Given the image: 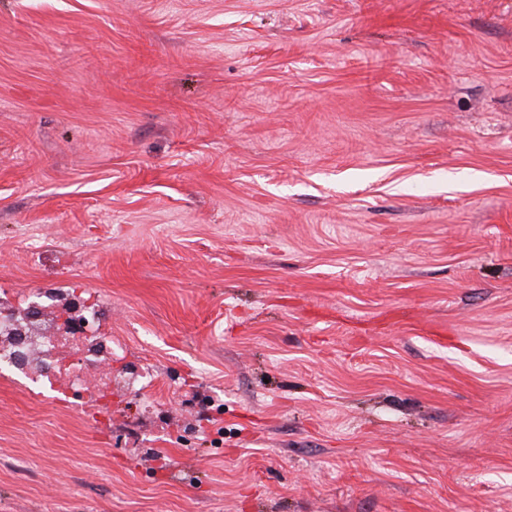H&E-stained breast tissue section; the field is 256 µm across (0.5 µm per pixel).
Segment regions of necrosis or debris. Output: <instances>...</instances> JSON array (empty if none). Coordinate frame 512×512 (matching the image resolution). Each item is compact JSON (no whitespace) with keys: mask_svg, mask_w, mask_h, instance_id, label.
<instances>
[{"mask_svg":"<svg viewBox=\"0 0 512 512\" xmlns=\"http://www.w3.org/2000/svg\"><path fill=\"white\" fill-rule=\"evenodd\" d=\"M52 314L67 331H46ZM114 353L102 302L89 289L53 288L39 305L0 291V369L27 380L43 400L73 404L98 425L111 421Z\"/></svg>","mask_w":512,"mask_h":512,"instance_id":"1","label":"necrosis or debris"}]
</instances>
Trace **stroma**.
<instances>
[{
  "label": "stroma",
  "mask_w": 512,
  "mask_h": 512,
  "mask_svg": "<svg viewBox=\"0 0 512 512\" xmlns=\"http://www.w3.org/2000/svg\"><path fill=\"white\" fill-rule=\"evenodd\" d=\"M76 280L162 413L0 374V512H512V0H0V289Z\"/></svg>",
  "instance_id": "35a3bbf8"
}]
</instances>
